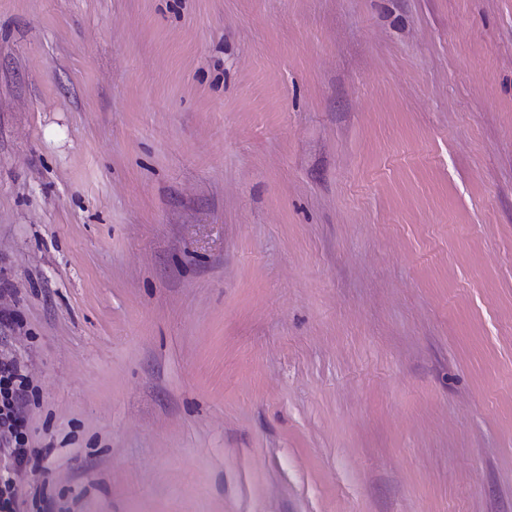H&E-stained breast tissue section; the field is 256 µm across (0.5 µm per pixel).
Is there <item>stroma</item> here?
Instances as JSON below:
<instances>
[{
  "mask_svg": "<svg viewBox=\"0 0 512 512\" xmlns=\"http://www.w3.org/2000/svg\"><path fill=\"white\" fill-rule=\"evenodd\" d=\"M21 512H512V0H0Z\"/></svg>",
  "mask_w": 512,
  "mask_h": 512,
  "instance_id": "stroma-1",
  "label": "stroma"
}]
</instances>
